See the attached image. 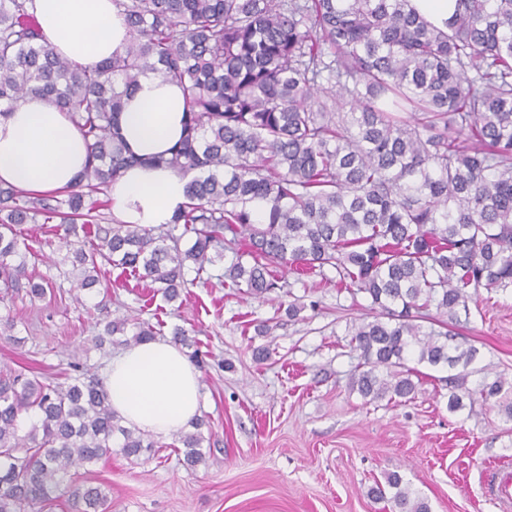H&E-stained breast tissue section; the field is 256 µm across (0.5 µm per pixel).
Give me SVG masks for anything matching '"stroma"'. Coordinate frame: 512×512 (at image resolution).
Masks as SVG:
<instances>
[{"label": "stroma", "instance_id": "1", "mask_svg": "<svg viewBox=\"0 0 512 512\" xmlns=\"http://www.w3.org/2000/svg\"><path fill=\"white\" fill-rule=\"evenodd\" d=\"M23 234L28 271L49 291L0 297V318L14 321L0 335V371L53 384L78 369L103 376L121 349L96 347L97 325L123 316L182 326L199 349L205 462L187 467L171 448L137 459L113 449L85 469L109 490L112 512H385L368 491L393 471L431 512H500L487 476L512 473V419L497 403L449 412L452 371L425 363L411 398L369 402L350 389L361 358L348 332L370 311L365 294L286 271L284 289L267 299L217 283L190 288L176 308L122 286L107 263L106 287L74 288L68 250L49 225ZM292 301L302 306L293 319ZM469 309L451 327L476 350L467 388L498 375L512 382V287L480 290ZM263 322L269 335L255 332ZM258 346L267 359H255Z\"/></svg>", "mask_w": 512, "mask_h": 512}]
</instances>
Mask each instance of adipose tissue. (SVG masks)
I'll return each instance as SVG.
<instances>
[{"label":"adipose tissue","mask_w":512,"mask_h":512,"mask_svg":"<svg viewBox=\"0 0 512 512\" xmlns=\"http://www.w3.org/2000/svg\"><path fill=\"white\" fill-rule=\"evenodd\" d=\"M45 43L78 64L124 51L131 39L115 0H33ZM186 105L180 88L148 74L125 96L120 133L137 155L168 153L182 138ZM88 158L69 117L38 97H26L0 118V182L28 193L72 189ZM189 180L165 168L134 166L109 189L113 215L125 224L170 223L187 200ZM113 410L141 432L179 434L200 414L199 375L168 340L134 345L113 358L104 378Z\"/></svg>","instance_id":"adipose-tissue-1"}]
</instances>
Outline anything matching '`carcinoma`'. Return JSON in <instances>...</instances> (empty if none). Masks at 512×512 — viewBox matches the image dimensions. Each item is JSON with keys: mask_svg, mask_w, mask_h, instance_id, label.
<instances>
[{"mask_svg": "<svg viewBox=\"0 0 512 512\" xmlns=\"http://www.w3.org/2000/svg\"><path fill=\"white\" fill-rule=\"evenodd\" d=\"M31 2L0 0V117L44 98L69 114L89 157L62 194L0 185L4 288L25 279L45 296L19 236L56 220L79 289L99 282L100 258L168 302L209 283L203 273L221 260L224 279L259 299L282 288L283 266L334 268L336 286L377 311L350 331L362 358L350 384L365 399L412 395L410 355L470 364L448 321L480 289L512 286V0H456L443 28L410 0H115L132 37L94 65L41 43ZM149 72L181 88L187 120L172 153L147 162L126 151L118 114ZM147 163L194 174L188 203L157 228L96 223L95 195ZM256 201L269 208L264 224ZM155 334L116 319L97 339L129 347ZM511 391L498 376L479 395ZM117 434L128 458L157 447L120 425L94 375L53 385L0 374V512H33L64 483L78 512H112L104 488L69 474L112 451ZM203 441L179 437L186 466L204 461ZM372 494L392 512H430L397 472Z\"/></svg>", "mask_w": 512, "mask_h": 512, "instance_id": "cac0c4a2", "label": "carcinoma"}]
</instances>
